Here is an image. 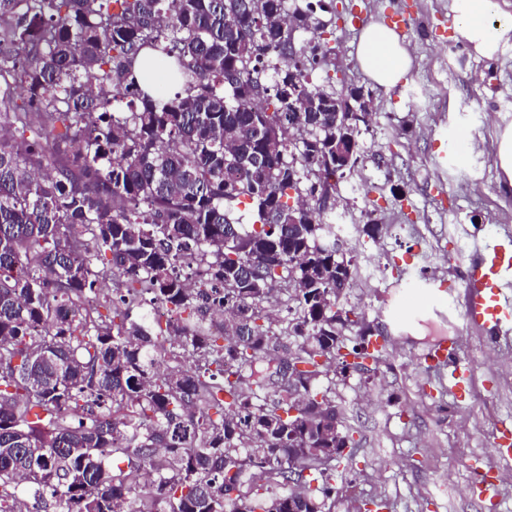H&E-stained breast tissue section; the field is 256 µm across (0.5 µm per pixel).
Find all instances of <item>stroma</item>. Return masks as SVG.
<instances>
[{
	"label": "stroma",
	"instance_id": "stroma-1",
	"mask_svg": "<svg viewBox=\"0 0 512 512\" xmlns=\"http://www.w3.org/2000/svg\"><path fill=\"white\" fill-rule=\"evenodd\" d=\"M343 3L351 15L335 30L336 60L348 80L371 90L376 108L360 139L367 163L339 185L343 249L370 272L344 303L379 328L383 352L372 372L332 388L357 449L345 473L353 485L332 499L331 512H355L365 500L385 501L384 512H512V473L492 504L477 494L473 469L489 456L495 427L512 425V344L466 333L458 318L400 328L385 311L398 289L425 278L462 287L460 246L495 243L512 225V190L491 149L512 126V42L492 61L469 48L449 53L454 0ZM398 11L412 20L403 38L412 65L385 89L362 71L356 46L367 24ZM371 210L383 226L377 239L364 232ZM442 336L461 337L471 369L461 401L447 374L424 360Z\"/></svg>",
	"mask_w": 512,
	"mask_h": 512
}]
</instances>
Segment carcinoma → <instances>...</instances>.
Listing matches in <instances>:
<instances>
[{"label": "carcinoma", "instance_id": "cac0c4a2", "mask_svg": "<svg viewBox=\"0 0 512 512\" xmlns=\"http://www.w3.org/2000/svg\"><path fill=\"white\" fill-rule=\"evenodd\" d=\"M319 10L0 0V512H330L357 442L324 381L365 342L336 311L365 314L326 200L372 93Z\"/></svg>", "mask_w": 512, "mask_h": 512}]
</instances>
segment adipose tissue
<instances>
[{
  "mask_svg": "<svg viewBox=\"0 0 512 512\" xmlns=\"http://www.w3.org/2000/svg\"><path fill=\"white\" fill-rule=\"evenodd\" d=\"M455 32L484 59H494L512 41V15L499 12L496 0H456ZM356 59L378 86H395L411 67V55L401 39L379 23L366 26L356 47Z\"/></svg>",
  "mask_w": 512,
  "mask_h": 512,
  "instance_id": "1",
  "label": "adipose tissue"
}]
</instances>
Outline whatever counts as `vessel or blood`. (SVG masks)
Here are the masks:
<instances>
[{
  "mask_svg": "<svg viewBox=\"0 0 512 512\" xmlns=\"http://www.w3.org/2000/svg\"><path fill=\"white\" fill-rule=\"evenodd\" d=\"M465 296L460 305L446 302L441 289L430 280H422L405 289L392 307V315L400 321L413 312L423 311L440 320L460 314L466 330L486 337L492 344L512 337V233L504 232L495 244L477 248L465 272ZM458 339L439 342L429 355L436 366L447 370L451 388H463L466 371L458 359ZM494 463L482 472L476 489L480 495L495 498L500 494V472L512 463V428L502 427L494 443Z\"/></svg>",
  "mask_w": 512,
  "mask_h": 512,
  "instance_id": "obj_1",
  "label": "vessel or blood"
}]
</instances>
